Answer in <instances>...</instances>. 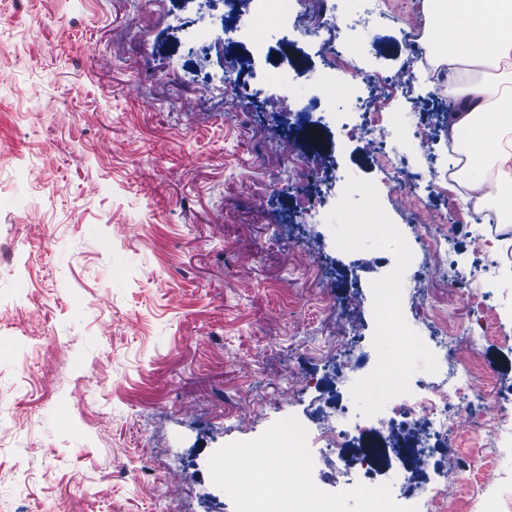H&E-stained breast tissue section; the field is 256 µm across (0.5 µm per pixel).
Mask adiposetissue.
I'll return each instance as SVG.
<instances>
[{
  "label": "adipose tissue",
  "instance_id": "obj_1",
  "mask_svg": "<svg viewBox=\"0 0 512 512\" xmlns=\"http://www.w3.org/2000/svg\"><path fill=\"white\" fill-rule=\"evenodd\" d=\"M443 17L430 58L446 74L440 89L453 108L447 121L463 161L455 179L469 191L492 182L498 221L512 227V0H423Z\"/></svg>",
  "mask_w": 512,
  "mask_h": 512
}]
</instances>
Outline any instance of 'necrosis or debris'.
<instances>
[{
  "label": "necrosis or debris",
  "instance_id": "1",
  "mask_svg": "<svg viewBox=\"0 0 512 512\" xmlns=\"http://www.w3.org/2000/svg\"><path fill=\"white\" fill-rule=\"evenodd\" d=\"M382 0H363V8L357 14L346 15L330 12L328 7L313 9L309 0H295L297 12L311 11L315 14V24L308 28L307 34L323 39L329 58L344 56L350 44V35L358 28L368 24L382 25L396 21L400 34L399 48L408 59L417 56L414 33L421 27V13L415 0H402L398 15H391L381 6ZM354 80L368 86H377L378 93L370 103L365 121L342 125L340 131L348 138L362 142L372 150H382L395 175L391 185L403 210L409 211L411 223H419L420 211L413 208L410 190L413 178V165L407 152L394 145L395 130L384 118L385 110L396 98L398 91L407 87L406 81H397L376 73L358 71ZM416 244L422 253L428 255L430 262L424 268L422 279H431L434 272H443L448 278V286L462 295L477 310V318L472 333L481 338H496L503 332L495 310L491 306L496 286L481 283L475 272L448 267L446 257L454 244L453 235L441 237L420 235ZM432 343L442 348L456 361L461 375L452 384L430 385L426 382L412 384L411 391L399 395L387 402L379 414V420L385 427L409 430L414 435L415 447L422 456L432 452L433 438L451 431L454 416L449 413V404H456L461 411H481L493 427L496 436L512 444V385H504L496 379H489L484 389H471L470 380L474 375L483 373L484 366L475 351H459L451 342L447 331L432 336ZM266 446L253 447L249 456L235 461L232 467L225 469L224 482L231 485L233 494L240 504V512H258L265 498V491L254 485L249 471L254 459L264 456ZM340 465L357 470L360 481L357 492L361 498V512H393L390 493L385 484L378 482L367 459L361 456H338ZM314 465L310 457H302L300 474L288 477L276 486V512H336L335 506L322 495L316 482L309 478ZM497 460L474 455L473 461L457 476L459 485L464 486L472 496L475 512H490L489 507L495 501L494 489L488 480L489 473L496 469Z\"/></svg>",
  "mask_w": 512,
  "mask_h": 512
}]
</instances>
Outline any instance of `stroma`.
<instances>
[{"mask_svg": "<svg viewBox=\"0 0 512 512\" xmlns=\"http://www.w3.org/2000/svg\"><path fill=\"white\" fill-rule=\"evenodd\" d=\"M203 11L224 8L0 0V512H239L224 492L228 453L276 431L315 435L352 400L337 371L343 351L357 353L363 376L378 357L371 283L394 256L339 250L317 196L335 202L348 176L369 179L406 241L446 230L410 223L391 170L338 131L362 118L354 98L371 97L352 69L403 72L396 24L353 35L330 96L317 80L328 56L304 36V18L254 25L262 51L237 44L231 68L221 26H197ZM118 39L123 57L104 70ZM229 71L235 97L224 92ZM283 88L308 114L270 111ZM445 114L420 67L388 118L402 140L415 124L430 130L413 189L450 205L449 266L495 279L512 267V240L480 225L492 254L476 265L457 188L427 175L448 163ZM308 115L327 141L310 171L284 160L305 153L292 130ZM424 299L429 322L416 309ZM401 310L418 335L445 327L473 343L472 308L442 284L404 281ZM467 435L500 454L497 512H512V449L471 415L438 436L405 512H421L435 486L473 512L448 475ZM313 477L344 512H360L356 473L327 464Z\"/></svg>", "mask_w": 512, "mask_h": 512, "instance_id": "obj_1", "label": "stroma"}]
</instances>
